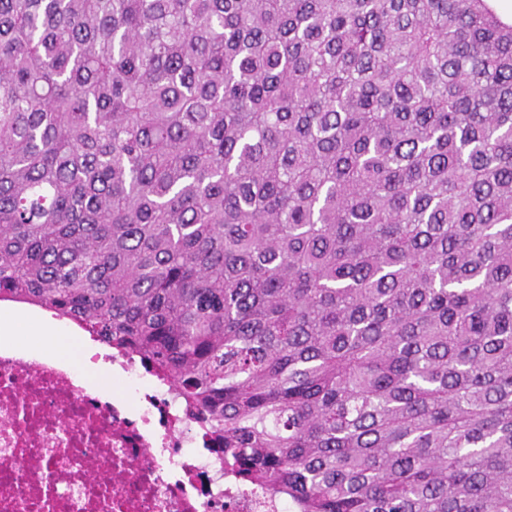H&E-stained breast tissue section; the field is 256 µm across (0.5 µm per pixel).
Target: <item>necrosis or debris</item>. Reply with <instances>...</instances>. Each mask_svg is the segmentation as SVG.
Here are the masks:
<instances>
[{
  "label": "necrosis or debris",
  "instance_id": "4bbe7bcc",
  "mask_svg": "<svg viewBox=\"0 0 512 512\" xmlns=\"http://www.w3.org/2000/svg\"><path fill=\"white\" fill-rule=\"evenodd\" d=\"M0 512H288L131 353L0 342Z\"/></svg>",
  "mask_w": 512,
  "mask_h": 512
}]
</instances>
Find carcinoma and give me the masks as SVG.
<instances>
[{"mask_svg":"<svg viewBox=\"0 0 512 512\" xmlns=\"http://www.w3.org/2000/svg\"><path fill=\"white\" fill-rule=\"evenodd\" d=\"M1 300L165 374L296 512H512V25L0 0Z\"/></svg>","mask_w":512,"mask_h":512,"instance_id":"obj_1","label":"carcinoma"}]
</instances>
